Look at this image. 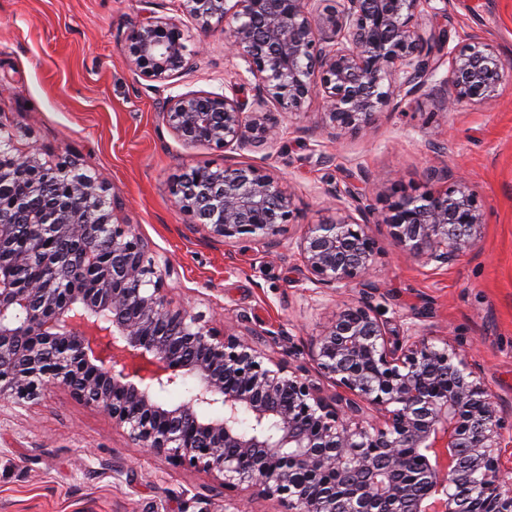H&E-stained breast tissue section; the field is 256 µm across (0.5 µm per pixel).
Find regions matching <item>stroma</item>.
I'll list each match as a JSON object with an SVG mask.
<instances>
[{"label":"stroma","mask_w":512,"mask_h":512,"mask_svg":"<svg viewBox=\"0 0 512 512\" xmlns=\"http://www.w3.org/2000/svg\"><path fill=\"white\" fill-rule=\"evenodd\" d=\"M438 26L447 46L489 43L512 64V0H444ZM176 14L175 0H0V124L18 150L70 159L97 172L118 196L120 222L134 225L169 259L174 302L217 328L276 336L274 349L311 367L310 343L336 309L364 298L391 329L414 324L457 341L476 376L512 414V72L488 103L443 110L430 89L383 108L371 126L332 139L321 98L280 117L274 146L230 151L182 146L163 124L169 96L222 91L235 61L221 33L205 38L173 83L130 68L122 32L144 12ZM244 161L284 179L296 213L279 247L229 245L205 237L179 210L173 189L191 170ZM457 170L475 193L483 228L457 264L435 268L371 225L378 257L368 285L310 283L295 246L321 213L349 209L356 177L368 203L392 192L445 190L434 168ZM280 512L276 500L135 448L103 413L54 389L28 409L0 400V512Z\"/></svg>","instance_id":"1"}]
</instances>
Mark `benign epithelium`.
I'll list each match as a JSON object with an SVG mask.
<instances>
[{"mask_svg": "<svg viewBox=\"0 0 512 512\" xmlns=\"http://www.w3.org/2000/svg\"><path fill=\"white\" fill-rule=\"evenodd\" d=\"M433 0H178L201 32L224 34L237 64L230 93L172 96L162 121L185 146L244 151L273 145L278 115L325 98V127L358 133L384 106L427 87L442 64L445 32ZM129 63L170 81L199 53L181 22L146 13L125 36ZM443 105L495 98L507 63L476 41L448 52ZM252 97L243 96L245 90ZM443 192L401 193L376 215L411 256L452 264L481 234L475 195L460 176ZM24 189L0 208V398L24 407L53 387L98 408L136 447L247 485L283 512H512V432L498 402L472 379L464 354L414 329L392 330L366 299L345 305L315 337L316 374L267 346L221 332L176 305L168 262L130 224L115 221L116 195L98 174L36 151L0 150V188ZM362 220L332 212L308 224L297 248L308 280L363 283L378 254L372 205L348 191ZM179 208L210 238L280 243L294 196L251 164L192 170L176 186ZM62 239L93 287L64 273L15 271ZM195 386L177 404L165 393ZM334 385L322 393L320 380Z\"/></svg>", "mask_w": 512, "mask_h": 512, "instance_id": "benign-epithelium-1", "label": "benign epithelium"}]
</instances>
